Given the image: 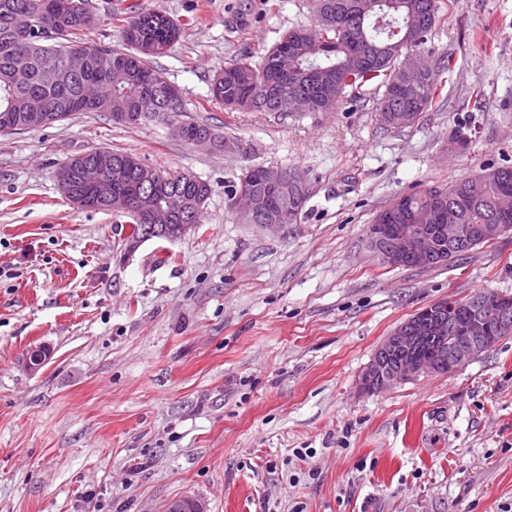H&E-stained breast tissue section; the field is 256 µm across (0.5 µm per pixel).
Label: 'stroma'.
I'll return each mask as SVG.
<instances>
[{"mask_svg":"<svg viewBox=\"0 0 512 512\" xmlns=\"http://www.w3.org/2000/svg\"><path fill=\"white\" fill-rule=\"evenodd\" d=\"M87 40L124 46L111 5L186 27L156 61L187 116L232 151L76 112L0 132V512H512V336L455 374L365 394L382 341L417 310L512 295V233L454 266L395 268L366 230L395 197L512 166V0L443 9L427 50L451 70L418 124L387 129L370 83L330 112H229L214 71L259 61L311 0H92ZM464 134L467 153L448 151ZM189 173L202 222L125 254L130 219L69 202L64 161L94 149ZM297 169L298 223H248L249 168ZM43 346L37 370L24 361Z\"/></svg>","mask_w":512,"mask_h":512,"instance_id":"obj_1","label":"stroma"}]
</instances>
